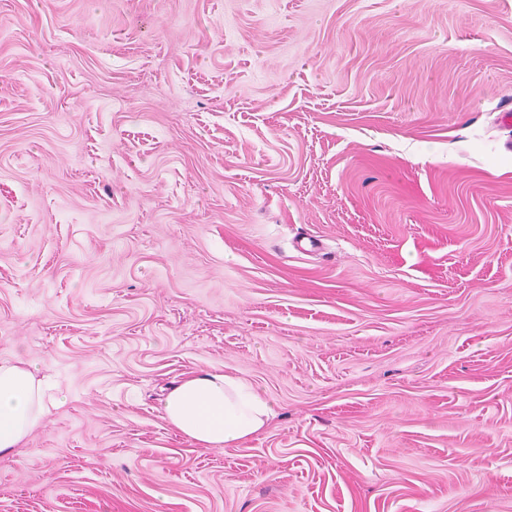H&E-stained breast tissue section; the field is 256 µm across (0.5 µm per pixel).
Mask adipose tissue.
Returning <instances> with one entry per match:
<instances>
[{
  "instance_id": "ef3b65f1",
  "label": "adipose tissue",
  "mask_w": 512,
  "mask_h": 512,
  "mask_svg": "<svg viewBox=\"0 0 512 512\" xmlns=\"http://www.w3.org/2000/svg\"><path fill=\"white\" fill-rule=\"evenodd\" d=\"M57 403L45 377L20 362L0 360V456L18 448ZM163 410L171 428L203 448L245 443L275 416L271 402L246 378L206 369L177 381Z\"/></svg>"
}]
</instances>
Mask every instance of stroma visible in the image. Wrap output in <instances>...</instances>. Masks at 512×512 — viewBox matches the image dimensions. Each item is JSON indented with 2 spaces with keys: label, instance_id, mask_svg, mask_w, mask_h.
<instances>
[{
  "label": "stroma",
  "instance_id": "stroma-1",
  "mask_svg": "<svg viewBox=\"0 0 512 512\" xmlns=\"http://www.w3.org/2000/svg\"><path fill=\"white\" fill-rule=\"evenodd\" d=\"M506 109L512 0H0V512H512ZM58 399L44 376L0 360V456L19 448ZM163 410L171 428L203 448L245 443L275 416L271 402L246 378L206 369L177 381Z\"/></svg>",
  "mask_w": 512,
  "mask_h": 512
}]
</instances>
